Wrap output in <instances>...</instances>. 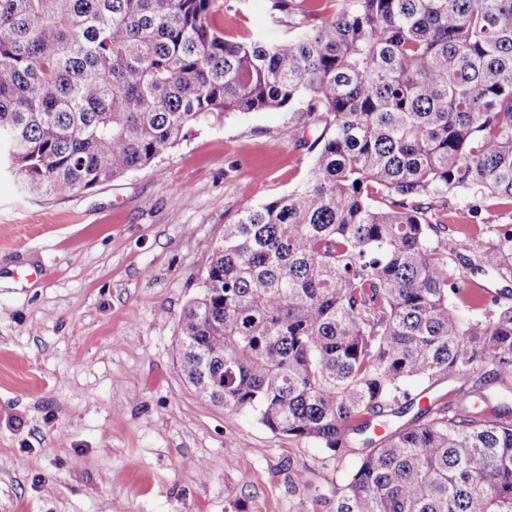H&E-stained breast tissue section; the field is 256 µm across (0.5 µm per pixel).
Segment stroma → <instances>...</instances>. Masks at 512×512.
Instances as JSON below:
<instances>
[{
  "label": "stroma",
  "mask_w": 512,
  "mask_h": 512,
  "mask_svg": "<svg viewBox=\"0 0 512 512\" xmlns=\"http://www.w3.org/2000/svg\"><path fill=\"white\" fill-rule=\"evenodd\" d=\"M274 41L263 0H230L224 36ZM315 125L285 110L192 127L125 177L66 198L0 176V512H335L363 455H333L205 400L177 367L178 322L244 197L306 177ZM463 247L512 230L511 211L461 215ZM305 472L308 487L293 482Z\"/></svg>",
  "instance_id": "35a3bbf8"
}]
</instances>
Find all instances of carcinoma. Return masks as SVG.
Returning <instances> with one entry per match:
<instances>
[{
  "instance_id": "1",
  "label": "carcinoma",
  "mask_w": 512,
  "mask_h": 512,
  "mask_svg": "<svg viewBox=\"0 0 512 512\" xmlns=\"http://www.w3.org/2000/svg\"><path fill=\"white\" fill-rule=\"evenodd\" d=\"M225 0H0V162L23 192L121 178L229 113L322 125L306 179L243 202L179 318L202 397L336 454L335 512H512V233L460 252L433 202L512 210V0H266L289 36L224 37ZM484 309L470 319L459 306ZM462 383L412 395V380ZM417 409L399 425L393 419ZM455 271L457 274L460 273L463 282L468 288H472L470 285L471 281L482 285L489 292L487 294L489 304L491 299L498 296L511 297L512 301V279H502L494 272L472 274L469 268L464 267L463 264L458 262L455 263Z\"/></svg>"
}]
</instances>
